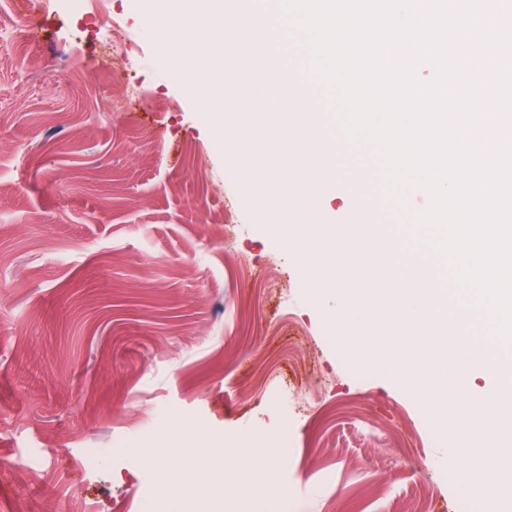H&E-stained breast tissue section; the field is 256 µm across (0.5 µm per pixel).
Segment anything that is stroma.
I'll return each mask as SVG.
<instances>
[{"instance_id": "35a3bbf8", "label": "stroma", "mask_w": 512, "mask_h": 512, "mask_svg": "<svg viewBox=\"0 0 512 512\" xmlns=\"http://www.w3.org/2000/svg\"><path fill=\"white\" fill-rule=\"evenodd\" d=\"M0 0V512L148 508L146 478H177L184 512H476L451 454L472 408L445 426L428 394L347 364L337 293L246 195L243 173L139 0H50L27 15ZM132 40L113 71L97 22ZM133 112L113 108L127 86ZM341 182L332 223L358 207L351 146L313 82ZM268 448L288 486L219 483L210 448ZM98 449L93 469L85 449ZM151 454L125 464L134 449ZM26 458L16 475L10 460Z\"/></svg>"}]
</instances>
